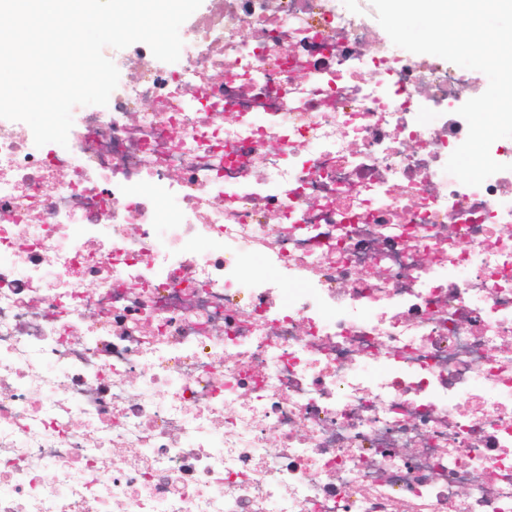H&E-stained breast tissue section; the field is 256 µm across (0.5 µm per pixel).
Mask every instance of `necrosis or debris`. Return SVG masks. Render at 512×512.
<instances>
[{
	"label": "necrosis or debris",
	"mask_w": 512,
	"mask_h": 512,
	"mask_svg": "<svg viewBox=\"0 0 512 512\" xmlns=\"http://www.w3.org/2000/svg\"><path fill=\"white\" fill-rule=\"evenodd\" d=\"M119 73L67 146L0 122V512H512V152L445 173L468 70L210 0Z\"/></svg>",
	"instance_id": "1"
}]
</instances>
